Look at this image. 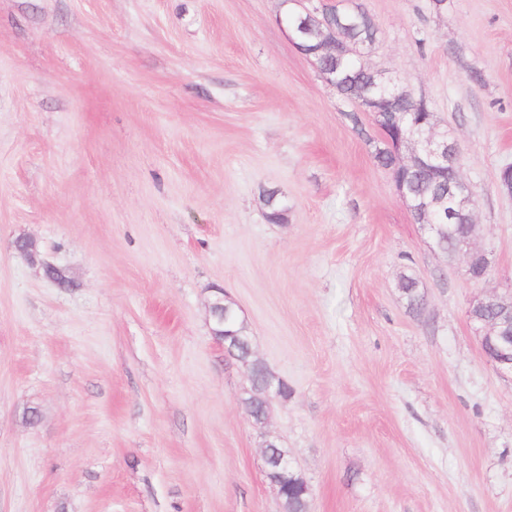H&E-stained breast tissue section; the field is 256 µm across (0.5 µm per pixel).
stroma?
<instances>
[{
  "instance_id": "stroma-1",
  "label": "stroma",
  "mask_w": 512,
  "mask_h": 512,
  "mask_svg": "<svg viewBox=\"0 0 512 512\" xmlns=\"http://www.w3.org/2000/svg\"><path fill=\"white\" fill-rule=\"evenodd\" d=\"M357 2L372 69L459 143L481 284L430 248L374 113L281 0H0V512H282L269 436L309 512H512V380L468 317L512 288V0ZM218 288L292 389L262 426ZM227 300H230L228 296L224 294L223 289H216L215 295L210 300L208 304V312L211 321V332L213 336H224L220 339L224 342L225 351L234 357L236 360V348L243 343L246 346V354L245 358L249 356H255V352L253 350L252 342L250 340H243L235 335H227L223 330H218V327L224 325V330H230L232 332H238L240 334L248 335L247 324L246 321L240 317L239 314L236 313L234 309L230 311L232 306V302L226 303ZM234 305V304H233ZM237 309V308H236ZM228 317L226 322L224 323V315L227 313ZM277 448L284 451L286 454L280 453ZM262 453L267 476L281 500L288 490L284 477H288V472L294 470L288 459L287 451L284 448H279L275 441L266 440L262 448Z\"/></svg>"
}]
</instances>
